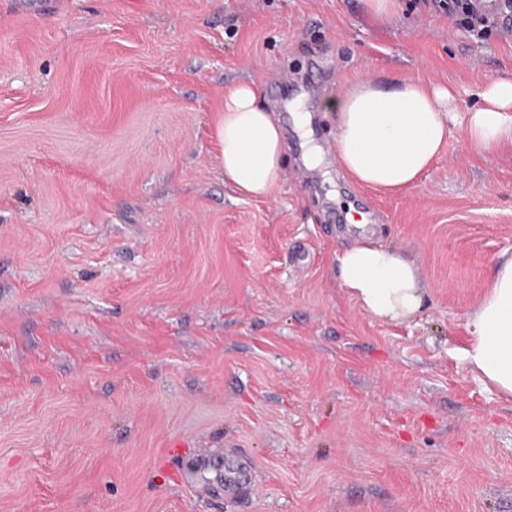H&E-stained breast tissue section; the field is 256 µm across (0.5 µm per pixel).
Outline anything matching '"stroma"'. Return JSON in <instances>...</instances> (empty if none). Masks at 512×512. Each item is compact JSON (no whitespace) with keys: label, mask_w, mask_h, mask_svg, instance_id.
<instances>
[{"label":"stroma","mask_w":512,"mask_h":512,"mask_svg":"<svg viewBox=\"0 0 512 512\" xmlns=\"http://www.w3.org/2000/svg\"><path fill=\"white\" fill-rule=\"evenodd\" d=\"M401 4L379 24L364 0H0V512H512V399L460 358L512 255V149L455 126L380 194L338 167L324 109L391 75L466 117L512 37ZM251 82L288 131L262 199L212 138ZM361 206L418 267L402 323L341 286ZM242 458L248 496L199 473Z\"/></svg>","instance_id":"obj_1"}]
</instances>
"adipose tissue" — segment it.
<instances>
[{
    "mask_svg": "<svg viewBox=\"0 0 512 512\" xmlns=\"http://www.w3.org/2000/svg\"><path fill=\"white\" fill-rule=\"evenodd\" d=\"M465 123L470 147L485 153L512 148V75L480 93ZM453 93L399 79L361 80L327 102L336 115V162L362 186L398 194L415 185L439 159L456 115ZM214 138L225 181L242 195L263 198L280 183L283 126L251 83L224 97ZM343 288L364 310L391 321L415 315L424 290L415 263L392 248L359 241L337 257ZM461 359L469 370L512 397V256L500 258L479 306L470 316Z\"/></svg>",
    "mask_w": 512,
    "mask_h": 512,
    "instance_id": "1",
    "label": "adipose tissue"
}]
</instances>
